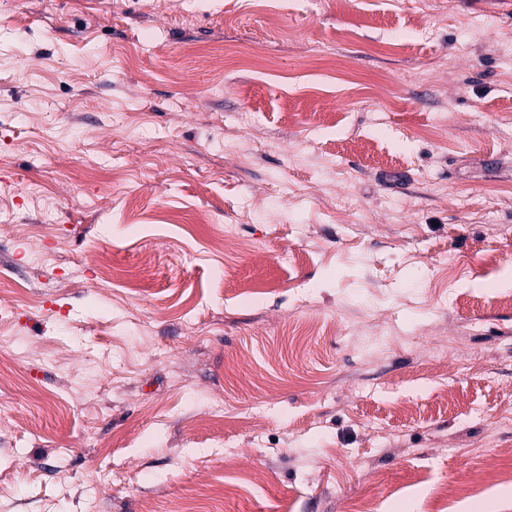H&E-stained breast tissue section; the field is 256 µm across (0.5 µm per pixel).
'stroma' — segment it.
<instances>
[{"label":"stroma","instance_id":"stroma-1","mask_svg":"<svg viewBox=\"0 0 512 512\" xmlns=\"http://www.w3.org/2000/svg\"><path fill=\"white\" fill-rule=\"evenodd\" d=\"M2 288L0 512H512V0H0Z\"/></svg>","mask_w":512,"mask_h":512}]
</instances>
